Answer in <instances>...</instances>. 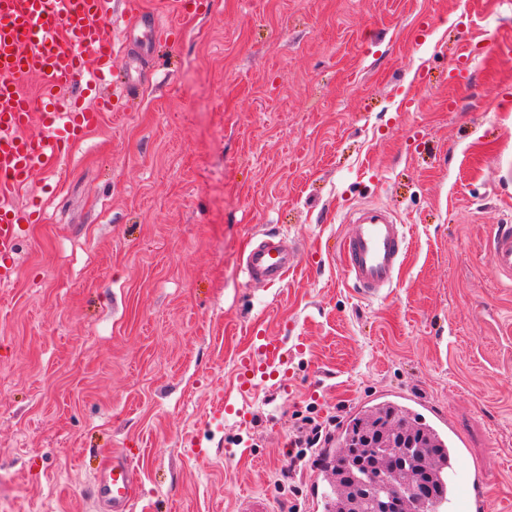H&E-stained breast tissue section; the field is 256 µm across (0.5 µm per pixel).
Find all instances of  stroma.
<instances>
[{
	"mask_svg": "<svg viewBox=\"0 0 512 512\" xmlns=\"http://www.w3.org/2000/svg\"><path fill=\"white\" fill-rule=\"evenodd\" d=\"M175 7L140 0L166 42L116 20L115 111L14 195L44 220L0 286V512H102L115 455L135 512H324L327 456L385 400L450 419L512 512V286L487 253L512 217V0ZM370 203L410 245L367 301L342 239ZM265 236L301 261L247 282ZM258 330L282 365L241 396ZM308 419L332 442L300 462ZM97 491L109 512H130L136 491L135 475L130 463L123 457H112V462L100 473Z\"/></svg>",
	"mask_w": 512,
	"mask_h": 512,
	"instance_id": "obj_1",
	"label": "stroma"
}]
</instances>
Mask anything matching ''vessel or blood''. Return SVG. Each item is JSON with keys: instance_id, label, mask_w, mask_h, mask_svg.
I'll use <instances>...</instances> for the list:
<instances>
[{"instance_id": "vessel-or-blood-1", "label": "vessel or blood", "mask_w": 512, "mask_h": 512, "mask_svg": "<svg viewBox=\"0 0 512 512\" xmlns=\"http://www.w3.org/2000/svg\"><path fill=\"white\" fill-rule=\"evenodd\" d=\"M114 0H0V284L17 274L16 256L26 225L40 222L41 205L13 201L33 175L60 162L72 145L97 127L111 105L100 99L85 103L86 94L112 81V61L119 51L110 21ZM40 78L39 98H31L22 83ZM38 134H30L31 125ZM354 226L343 243V274L366 300L381 298L394 287L408 249L406 228L379 206L356 209ZM488 256L497 272L512 284V221L494 225ZM290 247L263 238L248 254L242 268L248 281L274 284L294 266ZM280 341L262 335L252 338L241 359L240 393L251 392L271 363L280 359ZM445 483L453 512H485L487 494L478 469L450 467ZM99 498L109 512H131L136 481L130 463L113 457L97 482Z\"/></svg>"}]
</instances>
